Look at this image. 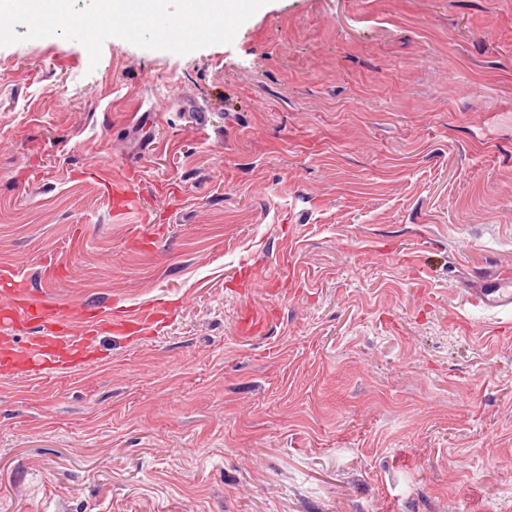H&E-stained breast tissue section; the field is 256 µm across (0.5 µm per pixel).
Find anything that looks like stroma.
Masks as SVG:
<instances>
[{
    "mask_svg": "<svg viewBox=\"0 0 512 512\" xmlns=\"http://www.w3.org/2000/svg\"><path fill=\"white\" fill-rule=\"evenodd\" d=\"M15 30L0 303L159 314L0 363V512H512V309L466 296L512 271V0H268L95 66ZM18 299L6 309L9 310L8 320H35L43 311L52 308L57 309V302L49 295H37L33 297L27 288L14 291Z\"/></svg>",
    "mask_w": 512,
    "mask_h": 512,
    "instance_id": "stroma-1",
    "label": "stroma"
}]
</instances>
